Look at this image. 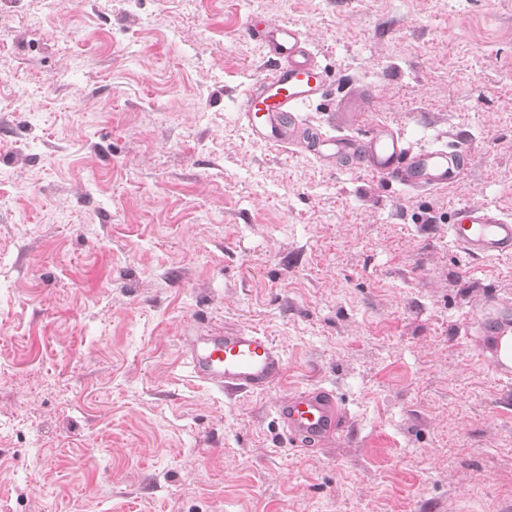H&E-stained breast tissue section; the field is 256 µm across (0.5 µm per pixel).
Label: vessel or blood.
Here are the masks:
<instances>
[{
  "mask_svg": "<svg viewBox=\"0 0 512 512\" xmlns=\"http://www.w3.org/2000/svg\"><path fill=\"white\" fill-rule=\"evenodd\" d=\"M248 35L267 45L265 75L249 87L240 115L252 136L275 147L293 142L291 123L296 109L321 98L327 72L305 45L302 35L284 23H246ZM318 155L330 159L339 153L353 156L373 174L423 190L447 187L464 172L468 155L465 141L447 149L409 153L403 138L379 127L370 136L323 135ZM449 225L451 241L467 254L491 258L512 254V221L486 208L460 207ZM464 340L491 375L512 385V308L488 299L468 311L458 326ZM190 372L198 381L219 386L228 393L259 392L285 370L282 354L273 341L249 330H186L182 338ZM277 412L291 447L308 452L332 442L343 422L342 409L329 391L307 386L293 391Z\"/></svg>",
  "mask_w": 512,
  "mask_h": 512,
  "instance_id": "1",
  "label": "vessel or blood"
}]
</instances>
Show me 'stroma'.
<instances>
[{
    "mask_svg": "<svg viewBox=\"0 0 512 512\" xmlns=\"http://www.w3.org/2000/svg\"><path fill=\"white\" fill-rule=\"evenodd\" d=\"M251 14L329 73L299 123L461 135L462 178L253 138ZM0 103V512H512V405L456 334L512 304V255L448 237L512 217V0H0ZM188 325L269 337L283 376L196 381ZM309 385L344 420L303 453L277 408ZM456 224H449L451 241L471 256L481 258L512 254V221L486 208L463 206Z\"/></svg>",
    "mask_w": 512,
    "mask_h": 512,
    "instance_id": "35a3bbf8",
    "label": "stroma"
}]
</instances>
